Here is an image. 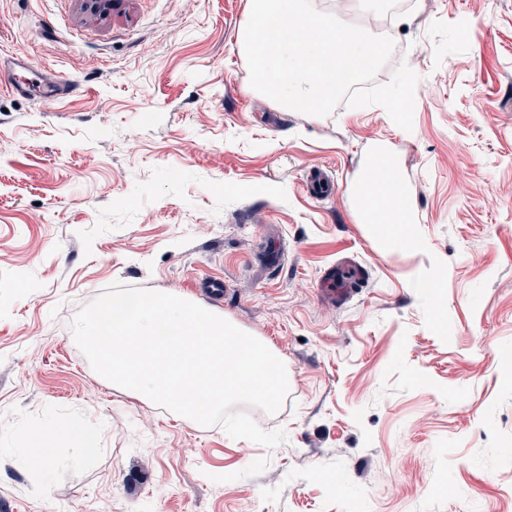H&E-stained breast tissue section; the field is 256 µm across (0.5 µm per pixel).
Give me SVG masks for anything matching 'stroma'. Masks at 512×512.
Wrapping results in <instances>:
<instances>
[{"instance_id": "obj_1", "label": "stroma", "mask_w": 512, "mask_h": 512, "mask_svg": "<svg viewBox=\"0 0 512 512\" xmlns=\"http://www.w3.org/2000/svg\"><path fill=\"white\" fill-rule=\"evenodd\" d=\"M246 0H0V59L79 83L0 91V512H512V0H384L419 77L413 126L255 91ZM395 160L412 246L358 184ZM324 171L330 186L307 190ZM352 258L344 307L321 276ZM220 276L224 295L202 280ZM206 306L292 381L285 443L231 438L114 389L70 322L115 282ZM99 430L82 456L60 433ZM41 432L46 457L27 451Z\"/></svg>"}]
</instances>
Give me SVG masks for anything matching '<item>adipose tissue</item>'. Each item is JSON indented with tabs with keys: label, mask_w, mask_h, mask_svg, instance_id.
Instances as JSON below:
<instances>
[{
	"label": "adipose tissue",
	"mask_w": 512,
	"mask_h": 512,
	"mask_svg": "<svg viewBox=\"0 0 512 512\" xmlns=\"http://www.w3.org/2000/svg\"><path fill=\"white\" fill-rule=\"evenodd\" d=\"M371 165L381 176L375 182L370 177H363L362 206L373 213L377 223L390 224L393 235H402L410 225V204L400 190L397 168L390 156L383 152L372 160Z\"/></svg>",
	"instance_id": "adipose-tissue-1"
}]
</instances>
